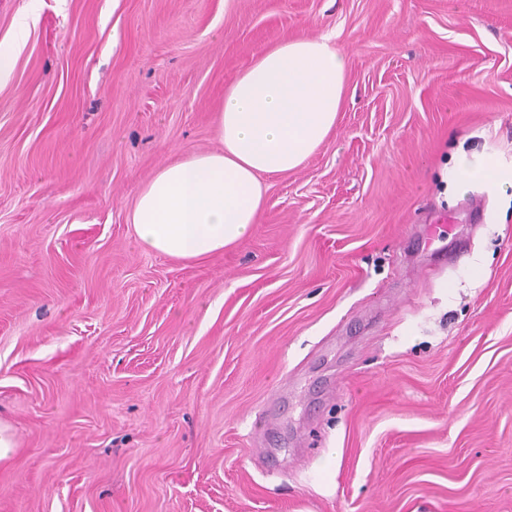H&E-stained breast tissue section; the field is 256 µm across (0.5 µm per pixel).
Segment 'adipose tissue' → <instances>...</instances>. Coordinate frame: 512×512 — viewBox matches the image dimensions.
Here are the masks:
<instances>
[{"mask_svg": "<svg viewBox=\"0 0 512 512\" xmlns=\"http://www.w3.org/2000/svg\"><path fill=\"white\" fill-rule=\"evenodd\" d=\"M345 76V56L326 36L260 53L224 92L220 149L167 164L142 187L131 212L141 247L199 260L244 239L262 217L263 177L301 167L334 130Z\"/></svg>", "mask_w": 512, "mask_h": 512, "instance_id": "adipose-tissue-1", "label": "adipose tissue"}]
</instances>
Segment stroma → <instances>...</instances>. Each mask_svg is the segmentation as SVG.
<instances>
[{
	"instance_id": "obj_1",
	"label": "stroma",
	"mask_w": 512,
	"mask_h": 512,
	"mask_svg": "<svg viewBox=\"0 0 512 512\" xmlns=\"http://www.w3.org/2000/svg\"><path fill=\"white\" fill-rule=\"evenodd\" d=\"M300 34L335 130L239 244L142 251ZM0 47V512H512V186L447 180L512 171V0H0Z\"/></svg>"
}]
</instances>
